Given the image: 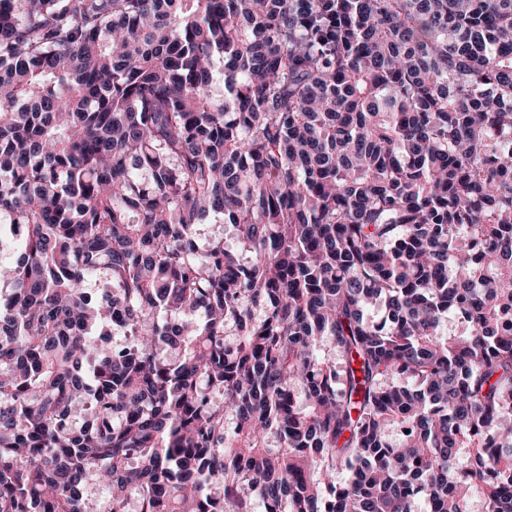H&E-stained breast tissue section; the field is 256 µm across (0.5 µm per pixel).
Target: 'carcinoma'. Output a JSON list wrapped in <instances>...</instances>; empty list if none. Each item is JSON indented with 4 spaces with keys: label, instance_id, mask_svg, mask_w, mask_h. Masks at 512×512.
Returning <instances> with one entry per match:
<instances>
[{
    "label": "carcinoma",
    "instance_id": "obj_1",
    "mask_svg": "<svg viewBox=\"0 0 512 512\" xmlns=\"http://www.w3.org/2000/svg\"><path fill=\"white\" fill-rule=\"evenodd\" d=\"M1 224L0 512H512V0H0Z\"/></svg>",
    "mask_w": 512,
    "mask_h": 512
}]
</instances>
